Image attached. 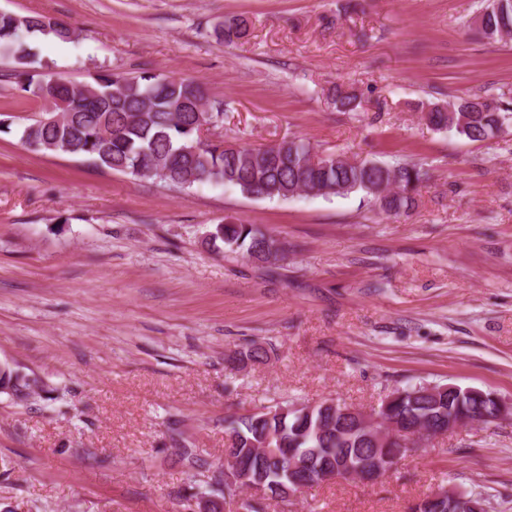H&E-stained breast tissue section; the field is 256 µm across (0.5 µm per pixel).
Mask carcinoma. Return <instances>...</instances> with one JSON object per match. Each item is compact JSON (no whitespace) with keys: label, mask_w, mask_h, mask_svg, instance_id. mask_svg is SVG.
Wrapping results in <instances>:
<instances>
[{"label":"carcinoma","mask_w":512,"mask_h":512,"mask_svg":"<svg viewBox=\"0 0 512 512\" xmlns=\"http://www.w3.org/2000/svg\"><path fill=\"white\" fill-rule=\"evenodd\" d=\"M482 23L475 24L483 38L497 40L512 33V0L498 7L481 6ZM244 18H231L215 29L217 39L231 43L248 36ZM52 35L61 41L77 36L71 25L41 14L20 16L0 11V58L14 64L17 84L24 97L40 103L38 118L18 129L20 141L35 151L68 155L96 168L133 177L151 170V179L179 190L195 185H223L247 196L287 200L306 194L315 197L359 194L362 200L388 217L404 214L417 205L421 168L412 162L352 161L340 154L318 151L299 138L251 147L219 140L201 141L202 123L224 115V102L211 100L203 86L188 78L143 73L126 76L101 70L91 80L73 82L37 70L35 40ZM339 112L363 107L359 95L338 84L329 95ZM422 119L436 131H453L473 142L493 139L512 125V96H474L457 103L431 104ZM267 233L241 220L215 226L209 241L222 242L224 251L244 259L259 260L266 275L274 277L279 259L260 258ZM0 387L19 400L36 393L37 381L20 375L9 364H0ZM300 402L284 399L225 421L231 444L225 447L241 468L264 480L270 499L283 500L281 489L301 493L312 487L306 474L315 469L354 468L364 460L389 473L410 449L397 442L376 445L362 418L314 412L307 414ZM492 393L472 387L442 385L435 395L414 386L396 390L377 414L394 419L410 430L421 422L444 425L451 416L482 418L493 414ZM175 455L198 479L202 494L213 497L212 512H223L221 501L237 495L224 472L201 457L177 426L170 429ZM261 448H281L296 458L293 472L279 465L276 455ZM446 500L431 492L412 506V512H439Z\"/></svg>","instance_id":"1"}]
</instances>
